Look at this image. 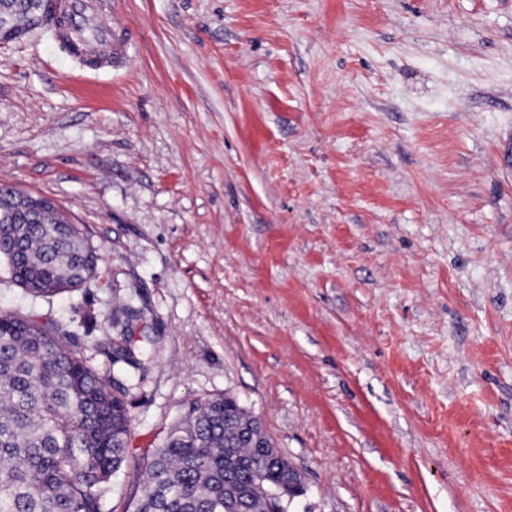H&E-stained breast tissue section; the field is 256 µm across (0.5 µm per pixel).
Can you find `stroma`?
<instances>
[{
    "label": "stroma",
    "instance_id": "1",
    "mask_svg": "<svg viewBox=\"0 0 512 512\" xmlns=\"http://www.w3.org/2000/svg\"><path fill=\"white\" fill-rule=\"evenodd\" d=\"M93 71L0 47V184L104 261L0 310L129 385L133 512L190 403L229 395L301 473L290 512H512V0H103ZM126 338H123L125 342L123 345L116 344L118 348L112 359L114 363H122V374L128 379H132L136 371L142 369L143 361L148 357V348L133 347Z\"/></svg>",
    "mask_w": 512,
    "mask_h": 512
}]
</instances>
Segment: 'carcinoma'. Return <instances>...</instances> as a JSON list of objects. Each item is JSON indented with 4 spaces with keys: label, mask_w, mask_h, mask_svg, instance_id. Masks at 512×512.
<instances>
[{
    "label": "carcinoma",
    "mask_w": 512,
    "mask_h": 512,
    "mask_svg": "<svg viewBox=\"0 0 512 512\" xmlns=\"http://www.w3.org/2000/svg\"><path fill=\"white\" fill-rule=\"evenodd\" d=\"M15 24L28 26L31 0H8ZM33 296L79 287L101 260L81 224L19 203L0 224V260ZM148 348L118 345L113 362L131 379ZM126 385L98 372L62 323L0 313V512H106L112 477L127 461L132 417ZM248 411L232 397L195 401L145 463L134 512H226L240 464L249 489L245 512H269L281 481L245 429Z\"/></svg>",
    "instance_id": "carcinoma-1"
}]
</instances>
